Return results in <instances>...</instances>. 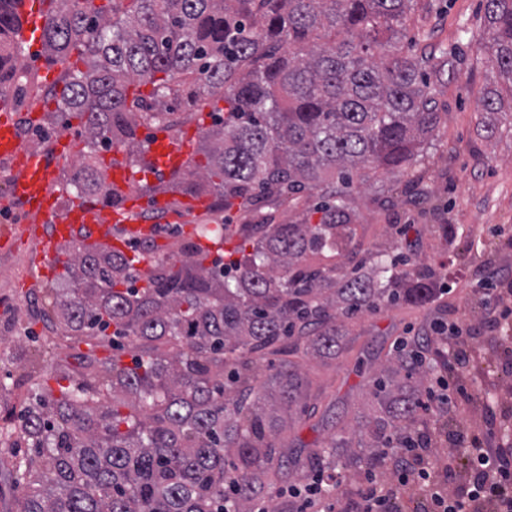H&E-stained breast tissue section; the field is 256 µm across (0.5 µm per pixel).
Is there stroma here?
<instances>
[{
    "mask_svg": "<svg viewBox=\"0 0 512 512\" xmlns=\"http://www.w3.org/2000/svg\"><path fill=\"white\" fill-rule=\"evenodd\" d=\"M482 14V0H416L401 41L405 52L412 54L442 48H457L463 54L457 79L435 88L442 122L418 168L420 187L441 205V214L424 217L401 207L407 177L399 172L373 174L352 194L355 241L362 252L370 254L402 242L405 252L418 254L440 269L451 293L425 307L399 303L363 312L351 322L354 343L342 358L304 359L313 382V403L329 410L330 420L350 426L355 413H366L372 400L368 383L396 339L410 330L425 339L436 321L465 319L476 330L469 340L471 357L463 374L465 412L430 448L431 458L440 461L450 454L461 455L458 437L473 416H481L483 428L496 435H512V421L505 420L500 410L502 395L512 391V364L498 351L499 343H512V328L481 335L483 319L474 294L492 272L512 280V114L482 110L481 90L489 80L479 62ZM424 30L430 32V39L421 38ZM18 64L31 80L22 105L10 111L24 147L45 149L65 133L80 139L79 120L56 115L59 76L65 66L49 65L38 45L25 46ZM491 124L496 125V133H488ZM8 183L9 165L0 161V512L18 508L9 471L24 444L20 412L29 387L23 376L24 360L30 351L39 350L48 384L57 389L69 384L64 368L71 353L68 341L43 318L46 289L64 285L60 272L43 270L42 242L49 239L50 226L11 200ZM165 191L166 207L139 213L142 223L156 225L154 239L161 248L194 237L199 224H258L266 217L281 224L289 219L286 209L264 206L250 217L234 208L218 214L203 210L185 220L180 215L179 190L169 185ZM443 224L455 226L453 237L442 235ZM295 433L303 445L285 448V455L296 457L298 464L283 469L277 483L281 489L300 481L309 447L323 446L331 438L330 431L313 429L308 420L297 423Z\"/></svg>",
    "mask_w": 512,
    "mask_h": 512,
    "instance_id": "obj_1",
    "label": "stroma"
}]
</instances>
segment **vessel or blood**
Masks as SVG:
<instances>
[{"instance_id":"b4317fda","label":"vessel or blood","mask_w":512,"mask_h":512,"mask_svg":"<svg viewBox=\"0 0 512 512\" xmlns=\"http://www.w3.org/2000/svg\"><path fill=\"white\" fill-rule=\"evenodd\" d=\"M43 0H20L18 12L21 25L18 35L22 41L40 43L44 25ZM9 104L0 101V160L9 162L16 173L9 183L13 197L23 205L43 214L46 221L54 224L58 238L45 242L42 248L44 258L54 261L57 256L58 240L70 239L76 225L94 221H112L122 224L128 238L148 235L153 227L139 223L137 211L139 202L130 192L132 172L122 152L112 155L109 180L117 191L123 194L120 207L107 209L101 204L79 202L70 210L61 212L54 206V172L47 158L38 152L25 149L16 128L8 114ZM186 145L177 143L167 130H155L150 144V159L157 169L165 173L178 170L185 162Z\"/></svg>"}]
</instances>
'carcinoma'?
Returning a JSON list of instances; mask_svg holds the SVG:
<instances>
[{
  "mask_svg": "<svg viewBox=\"0 0 512 512\" xmlns=\"http://www.w3.org/2000/svg\"><path fill=\"white\" fill-rule=\"evenodd\" d=\"M14 2L0 0V98L18 104ZM56 2L43 49L55 63L74 52L89 63L66 68L57 99L83 121L88 161L70 182L78 197L119 206L104 154L135 147L144 124L174 131L164 99L183 96L214 110L201 159L173 175L180 191L211 196L212 211L248 214L265 201L296 219L244 225L240 258L226 266L191 240L164 250L151 235L134 240L150 255L145 271L121 249L68 243V287L50 306L63 337L93 340L73 355L91 382L58 397L35 384L21 414L34 457L15 468L18 512H251L260 495L286 512L276 493L285 461L273 466L284 421L259 389L313 414L300 352L336 360L351 347L355 312L436 298L435 270L398 246L376 255L371 276L336 266V253L353 245L354 173L417 161L441 123L430 77L455 78L456 55L398 47L413 0ZM482 20L491 79L481 105L512 111V0H485ZM417 186L406 203L435 208ZM307 190L316 224L302 217ZM268 353L280 360L261 382ZM422 372L408 353L387 354L359 437L411 429ZM352 442L341 430L309 453V467L371 464L374 446L358 453Z\"/></svg>",
  "mask_w": 512,
  "mask_h": 512,
  "instance_id": "carcinoma-1",
  "label": "carcinoma"
}]
</instances>
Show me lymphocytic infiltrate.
<instances>
[{
	"label": "lymphocytic infiltrate",
	"mask_w": 512,
	"mask_h": 512,
	"mask_svg": "<svg viewBox=\"0 0 512 512\" xmlns=\"http://www.w3.org/2000/svg\"><path fill=\"white\" fill-rule=\"evenodd\" d=\"M462 395L457 373L438 374L416 397L415 411L429 415L458 407ZM433 438V433L418 429L405 442L390 441L379 450L374 465L365 469L357 489L327 495L324 475L317 471L283 493L293 500L294 512H400L401 493L409 486L418 490L420 512H512V465L503 462L490 434L478 427L466 434L473 458L466 483L457 487L452 484L453 470L438 474L420 454L431 447ZM385 469L394 475L387 484L379 478Z\"/></svg>",
	"instance_id": "lymphocytic-infiltrate-1"
}]
</instances>
